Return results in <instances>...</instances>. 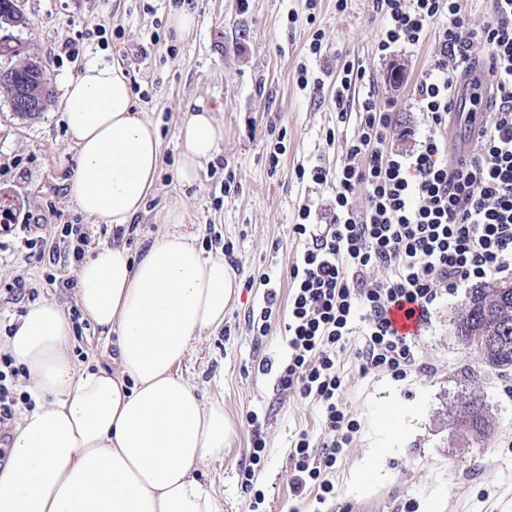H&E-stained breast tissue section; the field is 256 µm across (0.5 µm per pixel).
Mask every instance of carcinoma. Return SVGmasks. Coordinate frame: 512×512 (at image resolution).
Instances as JSON below:
<instances>
[{"instance_id": "obj_1", "label": "carcinoma", "mask_w": 512, "mask_h": 512, "mask_svg": "<svg viewBox=\"0 0 512 512\" xmlns=\"http://www.w3.org/2000/svg\"><path fill=\"white\" fill-rule=\"evenodd\" d=\"M457 336L473 350L482 366L506 373L512 369V287L486 283L473 289L456 322ZM460 436L478 439L493 429V420L480 395L471 393L454 411Z\"/></svg>"}]
</instances>
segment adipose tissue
<instances>
[{"instance_id": "obj_1", "label": "adipose tissue", "mask_w": 512, "mask_h": 512, "mask_svg": "<svg viewBox=\"0 0 512 512\" xmlns=\"http://www.w3.org/2000/svg\"><path fill=\"white\" fill-rule=\"evenodd\" d=\"M63 118L76 147L68 193L86 217L126 227L161 164L155 124L136 112L126 75L94 58L70 79ZM224 137L212 108L189 105L177 178L197 184ZM84 318L115 336L114 369L69 352L73 322L56 303L30 304L4 346L36 402L0 473V512H216L195 473L224 457V402L203 401L177 370L192 340L224 322L235 275L172 232L141 255L105 245L77 269Z\"/></svg>"}]
</instances>
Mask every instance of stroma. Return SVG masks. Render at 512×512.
Wrapping results in <instances>:
<instances>
[{
  "label": "stroma",
  "instance_id": "35a3bbf8",
  "mask_svg": "<svg viewBox=\"0 0 512 512\" xmlns=\"http://www.w3.org/2000/svg\"><path fill=\"white\" fill-rule=\"evenodd\" d=\"M190 5L199 26L193 40L175 42L168 18ZM30 20L25 28L0 34L21 41L26 56L40 61L51 77L52 102L35 118L13 111L0 91V211L37 222L0 233V289L15 282L38 291L67 313L77 311L74 259L50 267L47 258L27 249L30 238L53 246L66 224L84 225L85 253L111 242L139 254L172 231L195 239L203 253L231 247L227 264L237 288L218 329L192 341L178 370L190 377L200 395L224 400L232 432L224 457L201 466L195 477L216 501L217 512H512V373L482 368L454 331L471 284L442 296L417 338L418 357L430 365L424 376L396 381L362 373L356 351L360 334L349 336L339 355L346 379L342 401L360 429L336 464V495L318 503L315 491L295 495L288 455L300 433L321 444L325 432L320 404L280 394L276 366L288 357L290 267L302 243L293 232L300 206L323 211L331 187L298 176L299 169L335 168L343 145L356 129L358 101L367 93L398 103L401 126L422 127L413 88L427 67L435 44L398 50L399 87L379 61L375 42L383 24L372 0H349L346 11L335 0H24ZM322 34L320 56L306 47ZM74 43L79 55L65 54ZM120 67L128 77L134 107L159 126L161 168L156 188L132 228L117 233L108 224L87 220L68 194L75 146L62 120V97L69 79L88 58ZM350 61L366 71L346 104L347 122L336 120L334 79L337 62ZM324 80L322 90L302 88L298 71ZM200 99L218 109L224 139L205 165L200 182L184 191L177 185L178 130L183 108ZM334 140H327V133ZM181 211V225L166 224L168 210ZM57 283H49L48 272ZM270 274L278 303L266 336H254L248 316L263 305V291L250 278ZM74 355H93L112 368L116 347L98 328L82 322L73 337ZM268 362L272 371L262 372ZM481 394L495 427L483 440L465 439L453 429L449 410L462 393ZM257 413L267 441L265 460L253 490L241 484L252 432L246 420Z\"/></svg>",
  "mask_w": 512,
  "mask_h": 512
}]
</instances>
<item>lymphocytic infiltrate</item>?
<instances>
[{
  "instance_id": "f902f5d3",
  "label": "lymphocytic infiltrate",
  "mask_w": 512,
  "mask_h": 512,
  "mask_svg": "<svg viewBox=\"0 0 512 512\" xmlns=\"http://www.w3.org/2000/svg\"><path fill=\"white\" fill-rule=\"evenodd\" d=\"M464 0H375L384 18L376 41L380 61L392 62L399 48L434 37L435 52L414 88L425 127L411 150L393 149L394 102L378 107L374 97L360 106L359 123L347 144L346 161L335 170L316 166L312 183L333 185L329 224H310L311 209H299L295 234L306 245L291 267L288 297V359L278 371L280 391H296L319 403L325 438L312 446L301 435L289 453L295 493L316 489L318 502L335 492L333 468L350 447L360 424L344 408V376L336 360L363 322L357 352L363 372L400 381L425 373L413 337L391 320L395 309L430 323L439 298L473 280L512 272V0H484L487 23L471 26ZM486 50L489 97L477 138L479 153L454 157L445 135L455 111L459 74L475 70L471 50ZM365 203L355 207L357 188ZM385 270L381 279L373 269ZM22 368L0 353V426L20 406H32L19 391Z\"/></svg>"
}]
</instances>
